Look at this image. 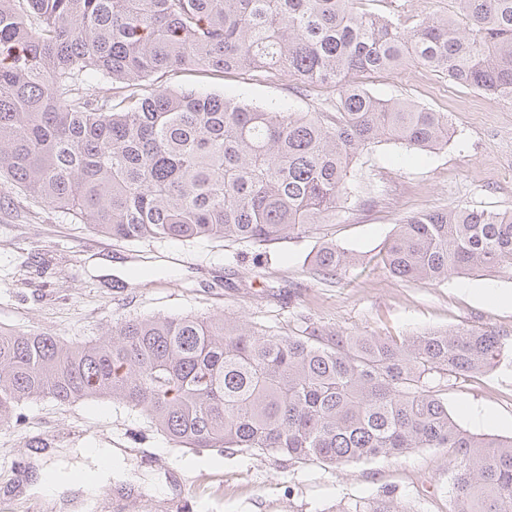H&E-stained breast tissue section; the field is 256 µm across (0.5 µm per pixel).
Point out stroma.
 <instances>
[{
  "mask_svg": "<svg viewBox=\"0 0 512 512\" xmlns=\"http://www.w3.org/2000/svg\"><path fill=\"white\" fill-rule=\"evenodd\" d=\"M369 11L410 26L445 16L454 0H368ZM163 86H192L290 112H329L337 94L305 93L295 80L261 72L170 73ZM377 97L408 99L448 115V144L432 152L382 142L351 171L352 197L325 223L266 248L213 239L129 244L76 224L14 190L0 202V326L47 332L67 343L109 332L127 317L226 315L275 335L303 319L330 331L412 336L431 329L490 328L506 349L493 371L440 390L449 413L476 434L512 436V268L453 275L436 285L393 276L380 254L409 214L454 206L512 212V104L460 88L446 74L406 65L365 79ZM325 242L349 262L332 276L312 259ZM478 288L505 301L487 303ZM24 424L0 430V512H169L172 499L193 512H337L343 502L395 491L409 512H448V456L421 448L399 458L344 466L290 463L252 451L174 447L141 414L109 400L29 404ZM113 450L110 486L44 498L40 466L67 458L88 435ZM42 440L41 447L28 443ZM22 470H15V462Z\"/></svg>",
  "mask_w": 512,
  "mask_h": 512,
  "instance_id": "1",
  "label": "stroma"
}]
</instances>
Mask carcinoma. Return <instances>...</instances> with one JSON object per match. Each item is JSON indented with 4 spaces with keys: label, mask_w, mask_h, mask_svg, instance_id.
Instances as JSON below:
<instances>
[{
    "label": "carcinoma",
    "mask_w": 512,
    "mask_h": 512,
    "mask_svg": "<svg viewBox=\"0 0 512 512\" xmlns=\"http://www.w3.org/2000/svg\"><path fill=\"white\" fill-rule=\"evenodd\" d=\"M361 0H0V182L124 242L266 245L321 224L352 164L388 141L448 143V116L382 100L359 74L418 64L512 102V0H455L405 28ZM176 71H264L336 88V111L282 112L194 87ZM103 82L120 95L97 94ZM348 256L321 244L330 275ZM382 262L434 285L512 265V214L457 206L405 216ZM493 330L402 338L312 323L268 335L225 316L128 318L65 343L0 328V429L22 406L107 398L178 447L239 448L335 466L448 454V512H512V437L477 435L437 387L497 366ZM339 512H408L385 490Z\"/></svg>",
    "instance_id": "obj_1"
}]
</instances>
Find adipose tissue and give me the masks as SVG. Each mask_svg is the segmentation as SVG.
<instances>
[{
  "label": "adipose tissue",
  "mask_w": 512,
  "mask_h": 512,
  "mask_svg": "<svg viewBox=\"0 0 512 512\" xmlns=\"http://www.w3.org/2000/svg\"><path fill=\"white\" fill-rule=\"evenodd\" d=\"M80 463H53L49 468L40 469L38 488L47 497H56L62 489L79 484L82 474L88 473L93 477V488L109 486L115 477L117 469L112 459V451L108 448L85 447L80 449Z\"/></svg>",
  "instance_id": "obj_1"
}]
</instances>
